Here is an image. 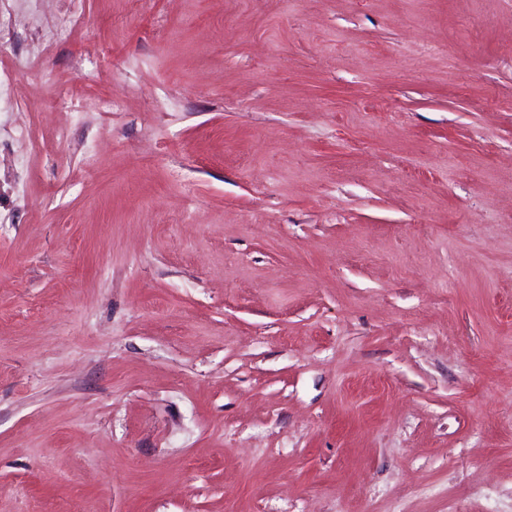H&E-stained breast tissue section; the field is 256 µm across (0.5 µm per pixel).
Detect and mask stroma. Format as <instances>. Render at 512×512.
I'll return each mask as SVG.
<instances>
[{
  "instance_id": "1",
  "label": "stroma",
  "mask_w": 512,
  "mask_h": 512,
  "mask_svg": "<svg viewBox=\"0 0 512 512\" xmlns=\"http://www.w3.org/2000/svg\"><path fill=\"white\" fill-rule=\"evenodd\" d=\"M0 13V512H512V0Z\"/></svg>"
}]
</instances>
